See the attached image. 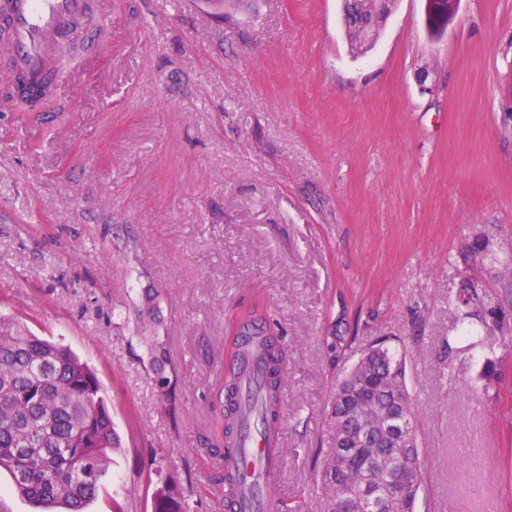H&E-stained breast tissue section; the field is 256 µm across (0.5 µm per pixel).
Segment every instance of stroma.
<instances>
[{
    "label": "stroma",
    "instance_id": "35a3bbf8",
    "mask_svg": "<svg viewBox=\"0 0 512 512\" xmlns=\"http://www.w3.org/2000/svg\"><path fill=\"white\" fill-rule=\"evenodd\" d=\"M112 18L45 119L0 112V315L90 366L120 437L87 512H152L160 475L224 512L205 450L228 322L261 306L287 352L279 512L319 500L338 376L406 355L416 512H512V332L469 346L479 286L512 328V0H460L441 37L397 0L354 56L340 0H93ZM153 294L175 369L156 389Z\"/></svg>",
    "mask_w": 512,
    "mask_h": 512
}]
</instances>
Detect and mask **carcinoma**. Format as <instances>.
<instances>
[{
  "mask_svg": "<svg viewBox=\"0 0 512 512\" xmlns=\"http://www.w3.org/2000/svg\"><path fill=\"white\" fill-rule=\"evenodd\" d=\"M466 311L457 320L456 331L471 345L490 344L495 333L507 327L481 302L476 286L462 298ZM153 381L160 392L168 390L169 366L164 341L146 337ZM263 360L264 381L246 393L240 389V373L225 381L226 404L217 417V447L224 455L226 437L238 426L241 409L248 410L247 427L265 433L279 422L278 402L286 353L275 341V327L254 307L236 320L230 356L238 363L247 354ZM370 370L391 373L397 369L398 386L407 390L405 359L395 357L389 347L373 350ZM95 371L70 350L33 335L25 326L0 316V469L10 472L12 491L38 504L41 512H85L101 488L108 454L119 447L112 417L100 396ZM356 452L364 465L328 479L322 466V500L315 512H336V499L358 496L367 486L389 487L399 461V449L377 446V439ZM422 483L419 450H414L411 483L400 491L401 500L392 512H414ZM153 512H189L180 500L177 484L166 479L153 492Z\"/></svg>",
  "mask_w": 512,
  "mask_h": 512,
  "instance_id": "carcinoma-1",
  "label": "carcinoma"
}]
</instances>
